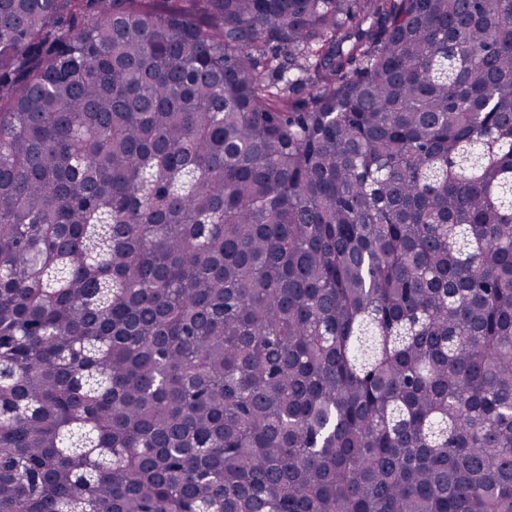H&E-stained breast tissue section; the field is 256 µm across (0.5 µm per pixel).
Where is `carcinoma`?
Returning <instances> with one entry per match:
<instances>
[{"instance_id": "cac0c4a2", "label": "carcinoma", "mask_w": 512, "mask_h": 512, "mask_svg": "<svg viewBox=\"0 0 512 512\" xmlns=\"http://www.w3.org/2000/svg\"><path fill=\"white\" fill-rule=\"evenodd\" d=\"M0 512H512V0H0Z\"/></svg>"}]
</instances>
